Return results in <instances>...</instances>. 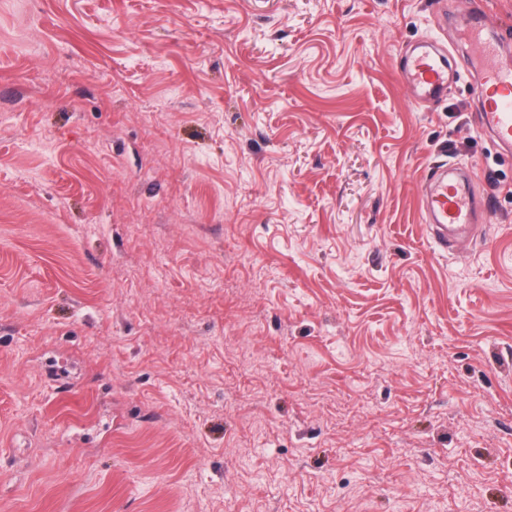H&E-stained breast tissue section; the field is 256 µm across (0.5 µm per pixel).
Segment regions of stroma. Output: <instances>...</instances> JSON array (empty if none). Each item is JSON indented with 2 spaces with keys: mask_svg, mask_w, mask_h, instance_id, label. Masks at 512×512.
Instances as JSON below:
<instances>
[{
  "mask_svg": "<svg viewBox=\"0 0 512 512\" xmlns=\"http://www.w3.org/2000/svg\"><path fill=\"white\" fill-rule=\"evenodd\" d=\"M467 8L0 0V512H512V155L398 76ZM424 209L438 249H448V228L458 229L473 239L490 206L469 185L448 180V173H431L423 184Z\"/></svg>",
  "mask_w": 512,
  "mask_h": 512,
  "instance_id": "stroma-1",
  "label": "stroma"
}]
</instances>
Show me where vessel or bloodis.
<instances>
[{
  "mask_svg": "<svg viewBox=\"0 0 512 512\" xmlns=\"http://www.w3.org/2000/svg\"><path fill=\"white\" fill-rule=\"evenodd\" d=\"M467 30L474 58L483 72L482 89L489 96L477 115L482 131L501 144L512 146V56L503 54L498 38L492 37L495 25L487 11L471 6ZM456 67L444 52L405 55L400 78L415 102L438 100L448 94L450 76ZM424 209L438 249L448 247V232L460 230L475 237L490 212L486 200L478 198L469 185L449 180L447 175L431 173L423 184Z\"/></svg>",
  "mask_w": 512,
  "mask_h": 512,
  "instance_id": "obj_1",
  "label": "vessel or blood"
}]
</instances>
